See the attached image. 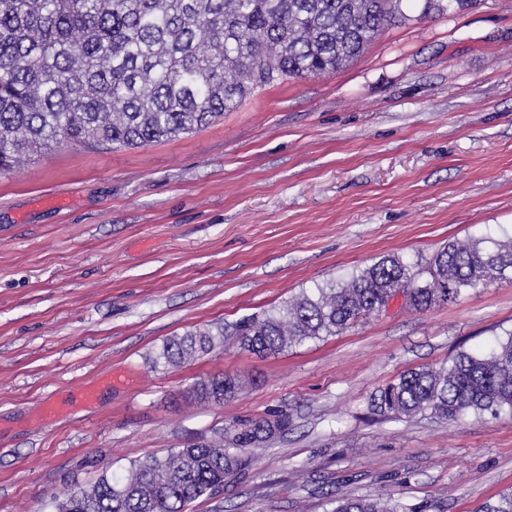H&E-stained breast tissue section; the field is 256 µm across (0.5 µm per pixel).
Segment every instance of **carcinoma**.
Wrapping results in <instances>:
<instances>
[{"label": "carcinoma", "mask_w": 512, "mask_h": 512, "mask_svg": "<svg viewBox=\"0 0 512 512\" xmlns=\"http://www.w3.org/2000/svg\"><path fill=\"white\" fill-rule=\"evenodd\" d=\"M402 0H0V171L67 142L133 149L201 130L256 88L336 70L400 14ZM477 0H424L422 12H464ZM512 275V240L450 241L421 265L398 256L355 269L260 314L169 338L155 365L199 359L233 336L255 355L336 336L397 296L415 311ZM239 382L195 383L200 401L234 396ZM395 418L449 422L512 414V331L485 351L409 369L379 389ZM279 413L102 473L56 512H183L224 486L240 453L288 430ZM327 512H413L400 500L336 494ZM479 512H512V491Z\"/></svg>", "instance_id": "cac0c4a2"}]
</instances>
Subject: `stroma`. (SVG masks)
<instances>
[{"label":"stroma","mask_w":512,"mask_h":512,"mask_svg":"<svg viewBox=\"0 0 512 512\" xmlns=\"http://www.w3.org/2000/svg\"><path fill=\"white\" fill-rule=\"evenodd\" d=\"M401 17L352 63L255 90L208 128L125 150L63 144L0 174V512L285 412L287 431L186 512H325L340 492L478 512L512 490V414L376 405L402 372L512 330V280L418 312L394 299L279 355L163 342L385 256L512 235V0ZM240 380L201 403L195 382ZM56 406L47 415L48 406Z\"/></svg>","instance_id":"stroma-1"}]
</instances>
